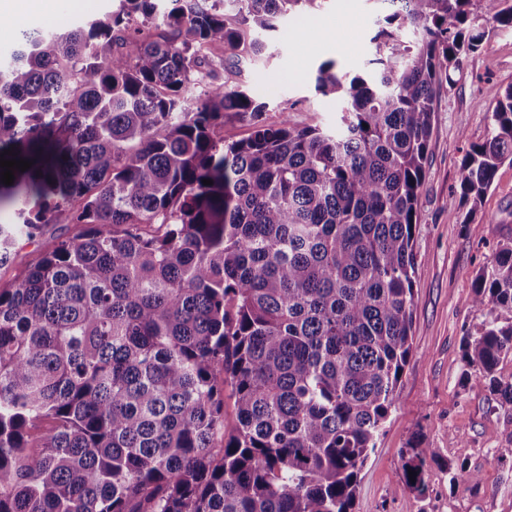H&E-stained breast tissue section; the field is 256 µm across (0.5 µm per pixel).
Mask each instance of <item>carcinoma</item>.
I'll return each instance as SVG.
<instances>
[{"label":"carcinoma","instance_id":"1","mask_svg":"<svg viewBox=\"0 0 512 512\" xmlns=\"http://www.w3.org/2000/svg\"><path fill=\"white\" fill-rule=\"evenodd\" d=\"M168 2L23 30L0 67V155L32 162L0 181V270L25 265L0 286V512H354L412 352L437 91L481 47L480 0H381L372 73L319 68L334 131L264 124L238 83L278 18L322 0ZM490 12L512 27V0ZM487 95L467 224L512 163V85ZM226 112L251 134L225 142ZM61 221L81 230L24 263L17 240ZM465 303L467 382L512 404V242ZM406 454L423 494L435 449Z\"/></svg>","mask_w":512,"mask_h":512}]
</instances>
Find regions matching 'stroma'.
Returning <instances> with one entry per match:
<instances>
[{
  "label": "stroma",
  "instance_id": "1",
  "mask_svg": "<svg viewBox=\"0 0 512 512\" xmlns=\"http://www.w3.org/2000/svg\"><path fill=\"white\" fill-rule=\"evenodd\" d=\"M120 0H56L49 12L6 14L0 25V64L19 33L34 27L68 30L105 18ZM382 13L378 0H323L318 11L284 18V32L267 38L263 60L247 67V86L266 108L267 124L289 119L296 128L332 127L343 104L316 88L322 62L363 74L370 38ZM483 44L440 85L419 191L414 250L412 349L396 403L364 466L354 512H512V462L498 450L512 441V404L485 388L463 386V339L480 321L465 300L476 275L491 266L497 243L512 240V164L499 167L472 223L457 192L462 161L489 131L488 87L512 84V28L485 23ZM436 451L425 494L404 489L402 454L410 441ZM462 462L478 482L451 481Z\"/></svg>",
  "mask_w": 512,
  "mask_h": 512
}]
</instances>
